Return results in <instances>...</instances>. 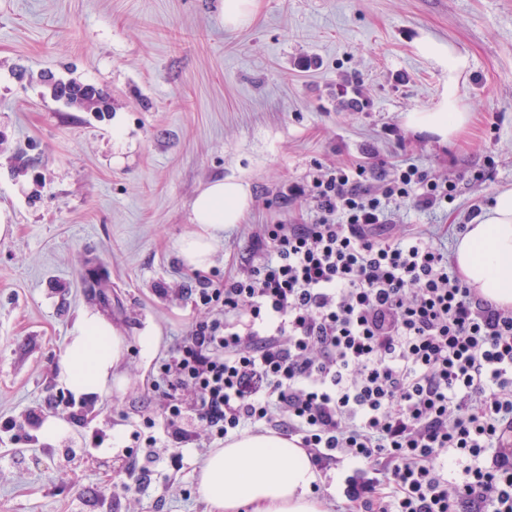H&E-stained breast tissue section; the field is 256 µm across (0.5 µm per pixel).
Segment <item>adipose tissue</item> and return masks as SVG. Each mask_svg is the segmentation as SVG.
<instances>
[{
  "mask_svg": "<svg viewBox=\"0 0 512 512\" xmlns=\"http://www.w3.org/2000/svg\"><path fill=\"white\" fill-rule=\"evenodd\" d=\"M455 88L432 112H412L408 127L448 140L467 124ZM250 204L246 185L232 180L207 184L193 199L197 231L177 243L179 258L192 270L207 269L224 228L240 223ZM453 261L468 288L502 307H512V187L497 190L491 203L459 236ZM124 341L99 314L74 321L59 358L58 386L75 398L93 399L123 381ZM317 475L304 449L274 434L245 433L211 450L198 476L209 512H326L314 494Z\"/></svg>",
  "mask_w": 512,
  "mask_h": 512,
  "instance_id": "ef3b65f1",
  "label": "adipose tissue"
}]
</instances>
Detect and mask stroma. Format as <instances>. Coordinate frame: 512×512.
Here are the masks:
<instances>
[{
	"label": "stroma",
	"instance_id": "stroma-1",
	"mask_svg": "<svg viewBox=\"0 0 512 512\" xmlns=\"http://www.w3.org/2000/svg\"><path fill=\"white\" fill-rule=\"evenodd\" d=\"M222 0H0V512H207L212 450L200 424L184 466L151 480L163 445L161 365L192 325L218 316L176 245L209 182L248 185L206 278L242 271L268 224H308L288 189L317 170L366 167L372 185L411 162L456 183L447 209L394 210L398 230L439 234L512 186V0H255L229 28ZM429 42L465 60L467 129L443 144L405 124L440 105L448 72ZM103 90L112 109L55 100L45 73ZM85 311L125 342L122 390L58 389L65 338ZM156 330L158 348L140 337ZM68 420L41 442L46 416ZM72 432L71 425L60 417L48 416L39 428V436L42 441L57 444L63 441Z\"/></svg>",
	"mask_w": 512,
	"mask_h": 512
}]
</instances>
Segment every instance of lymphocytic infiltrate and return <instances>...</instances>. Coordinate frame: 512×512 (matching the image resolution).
Returning a JSON list of instances; mask_svg holds the SVG:
<instances>
[{
    "mask_svg": "<svg viewBox=\"0 0 512 512\" xmlns=\"http://www.w3.org/2000/svg\"><path fill=\"white\" fill-rule=\"evenodd\" d=\"M350 164L315 177L309 224L256 236V265L198 292L221 317L164 363V433L187 412L232 440L262 424L320 473L352 465L349 512H512V309L475 295L393 207L447 206L413 163L378 188Z\"/></svg>",
    "mask_w": 512,
    "mask_h": 512,
    "instance_id": "1",
    "label": "lymphocytic infiltrate"
}]
</instances>
